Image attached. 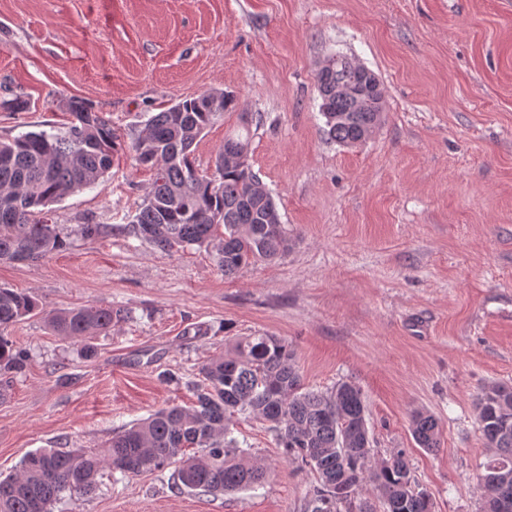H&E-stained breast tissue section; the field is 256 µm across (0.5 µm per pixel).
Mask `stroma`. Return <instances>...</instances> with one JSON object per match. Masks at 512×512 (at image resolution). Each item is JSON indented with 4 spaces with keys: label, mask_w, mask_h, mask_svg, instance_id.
<instances>
[{
    "label": "stroma",
    "mask_w": 512,
    "mask_h": 512,
    "mask_svg": "<svg viewBox=\"0 0 512 512\" xmlns=\"http://www.w3.org/2000/svg\"><path fill=\"white\" fill-rule=\"evenodd\" d=\"M342 54L372 70L385 119L366 142L323 133L318 66ZM211 90L236 111L194 147L213 171L248 113L250 163L292 242L224 277L205 252L133 238L84 240L77 225L123 224L154 173L122 154L99 184L51 205L69 237L39 261L0 262V287L47 310L127 308L93 355L42 316L7 330L26 355L0 374V474L42 448L101 447L122 426L193 399L191 383L243 337L288 342L306 387H360L375 459L405 449L434 512H480L489 451L476 402L512 384V0H0V140L65 131L61 99L89 102L122 140L154 114ZM208 327L205 336L188 328ZM177 373L173 382L162 373ZM441 446L415 444V411ZM235 436L268 474L224 496L170 489V471L104 470L90 495L52 512H306L313 474L284 460L267 425ZM410 430L419 448L434 452L440 448L441 428L439 421L433 415L417 411L411 416Z\"/></svg>",
    "instance_id": "obj_1"
}]
</instances>
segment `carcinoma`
Returning <instances> with one entry per match:
<instances>
[{
	"mask_svg": "<svg viewBox=\"0 0 512 512\" xmlns=\"http://www.w3.org/2000/svg\"><path fill=\"white\" fill-rule=\"evenodd\" d=\"M324 134L343 146L369 138L384 119L385 103L373 94L367 70L352 59L315 73ZM351 94L336 97V84ZM220 98L219 112L205 109ZM237 108L236 97L222 90L184 99L152 115L127 148L136 161L155 170V180L126 224H80L86 240L105 234L147 241L164 252L198 248L215 260L226 277L257 261L274 260L291 246L277 204L250 164L235 156L251 153V123L224 137L211 174L192 161V146L224 113ZM72 117L63 134L29 131L0 141V261L46 258L66 246L58 225L47 218L48 206L98 184L122 149L103 113L82 100H69ZM43 315L60 336L90 339L125 321L120 307L83 305L45 310L30 295L0 288V371H17L24 352L4 330L24 317ZM205 386L194 388L190 406L156 410L114 433L103 449L27 454L17 473L0 478V512H50L66 492L89 495L100 470L125 476L177 465L172 489L224 494L251 488L266 468L243 458L230 427L236 414L270 424L278 447L291 463L309 468L316 484L309 491L308 512H434L430 496L419 490L407 453L398 448L372 463L368 408L351 382L318 392L304 387L293 353L280 339L249 336L233 353L201 368ZM478 425L489 450L476 490L486 498L503 469L512 471V386L495 385L478 401ZM410 430L418 447L440 448L441 428L433 415L417 411ZM372 496L359 498L364 485Z\"/></svg>",
	"mask_w": 512,
	"mask_h": 512,
	"instance_id": "1",
	"label": "carcinoma"
}]
</instances>
